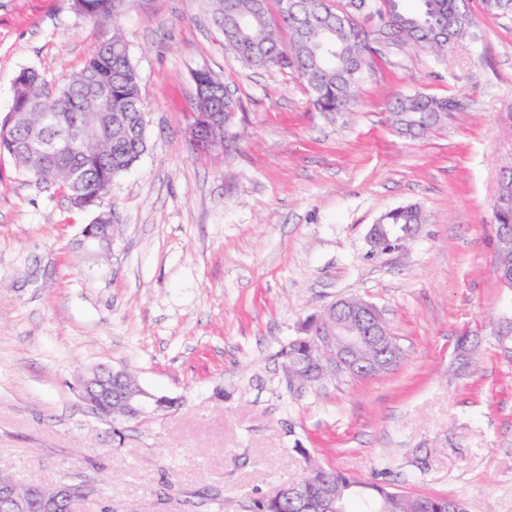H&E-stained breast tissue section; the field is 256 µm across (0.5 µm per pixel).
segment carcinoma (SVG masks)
<instances>
[{
  "label": "carcinoma",
  "instance_id": "obj_1",
  "mask_svg": "<svg viewBox=\"0 0 512 512\" xmlns=\"http://www.w3.org/2000/svg\"><path fill=\"white\" fill-rule=\"evenodd\" d=\"M277 5V14L269 2ZM215 22L235 56L257 69L290 68L307 84L319 112H350L357 103L355 88L382 47L409 46L446 56L451 40L464 38L472 17L468 0H417L413 12L402 0H211ZM131 0H74L77 13L100 22L117 20ZM493 15L512 14V0H483ZM288 28L282 43L278 29ZM65 91L52 94L41 75L24 69L12 82L13 103L0 119V153L10 155L20 170L37 182L63 189L77 208L91 209L112 190L146 150L144 102L139 75L127 46L112 26V36L99 44L83 68L62 80ZM456 98L421 93L405 95L392 107L394 123L408 132L430 113L445 120L456 112ZM237 108L226 91L212 98L205 93L195 112L212 119L215 134L224 138L225 126ZM86 112H106L111 121L98 130L81 129ZM35 125L45 136L72 137L68 153L32 152L26 131ZM384 224H422L416 205L397 207L383 217ZM295 493L261 498L252 512H316V503L331 493L336 512H467L457 499L401 494L383 482H369L331 468L305 472L290 483Z\"/></svg>",
  "mask_w": 512,
  "mask_h": 512
}]
</instances>
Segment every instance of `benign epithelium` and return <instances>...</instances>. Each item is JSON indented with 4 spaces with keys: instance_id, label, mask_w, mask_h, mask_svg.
<instances>
[{
    "instance_id": "7a95c632",
    "label": "benign epithelium",
    "mask_w": 512,
    "mask_h": 512,
    "mask_svg": "<svg viewBox=\"0 0 512 512\" xmlns=\"http://www.w3.org/2000/svg\"><path fill=\"white\" fill-rule=\"evenodd\" d=\"M213 136L206 123L194 125L191 142L201 147H210ZM28 147L43 153H64L70 148V139L60 136L27 140ZM419 224H380L371 225L368 241L375 252L386 253L399 249L420 232ZM306 337L296 340L298 344L315 347L327 364L335 368L353 371L362 346L371 335L378 339L384 354L392 355L387 360H378L385 368L397 364L398 346L382 312L374 304L361 300L339 298L325 307L314 317L312 327L304 330ZM123 377L122 371L108 366H98L82 375L79 384V397L88 408L96 412L106 404L114 402L124 406L125 419L140 420L149 414L164 410L171 402L166 396H158L143 388L133 390L122 387L119 394L112 393V378ZM94 487L69 476L54 485V494L38 501L40 512H61V508L74 506L90 498ZM8 512H30L33 507L32 491L17 483L12 474L0 470V504Z\"/></svg>"
}]
</instances>
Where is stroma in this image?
Returning <instances> with one entry per match:
<instances>
[{
  "label": "stroma",
  "instance_id": "obj_1",
  "mask_svg": "<svg viewBox=\"0 0 512 512\" xmlns=\"http://www.w3.org/2000/svg\"><path fill=\"white\" fill-rule=\"evenodd\" d=\"M470 9L448 60L383 52L358 112L331 116L291 70L239 61L209 0H134L113 24L72 0H0V117L18 71L58 85L117 30L147 139L99 205L117 225L105 252L83 242L93 213L0 154V469L91 484L77 512H250L308 456L468 512H512V358L494 336L512 288L494 273L492 214L512 159V17ZM199 70L238 105L210 154L188 138ZM414 93L469 107L413 138L388 105ZM408 204L425 213L419 235L373 252L370 226ZM355 296L383 312L404 360L367 379L290 382L282 351L305 319ZM464 334L484 348L465 366ZM97 365L177 407L114 439L74 390Z\"/></svg>",
  "mask_w": 512,
  "mask_h": 512
}]
</instances>
